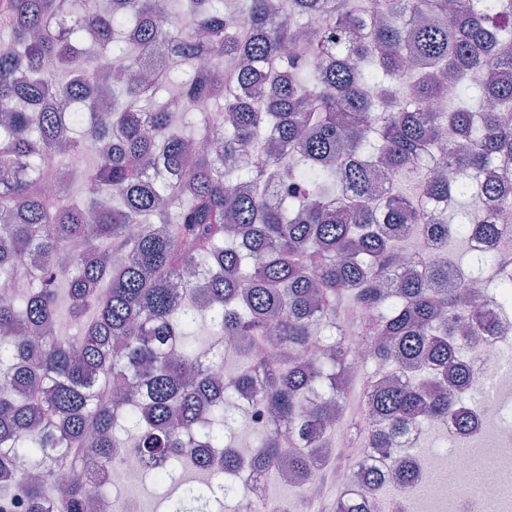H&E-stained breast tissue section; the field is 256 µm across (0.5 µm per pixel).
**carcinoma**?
Segmentation results:
<instances>
[{"label": "carcinoma", "instance_id": "carcinoma-1", "mask_svg": "<svg viewBox=\"0 0 512 512\" xmlns=\"http://www.w3.org/2000/svg\"><path fill=\"white\" fill-rule=\"evenodd\" d=\"M76 2L0 0V282L12 292L0 301V498L89 512L80 479L54 505L47 495L90 441L96 468L130 444L161 464L163 486L193 455L279 487L288 448V470L318 471L320 494L327 471L300 443L329 441L360 308L374 316L354 338L405 383L367 379L361 407L379 425L345 419L349 441L391 448L417 421L465 425L448 368L498 324L462 295L492 290L507 306L512 289V249L480 215L485 199L512 212V0H241L245 32L226 0H189L183 26L167 22L169 0H112L105 14L88 0L83 25L58 27ZM88 32L128 81L100 77ZM395 80L407 91L390 93ZM464 97L473 105L427 109ZM214 142L241 162L224 167ZM77 155L94 164L74 169ZM450 162L452 185L432 172ZM50 166L60 192L35 179ZM448 199L472 209L452 223L434 208ZM414 230L439 253L489 247L465 269L428 258L400 275ZM259 381L285 431L245 412L255 452L243 458L230 409ZM391 462L395 483L417 481L408 457ZM170 507L211 512L208 484L184 482ZM335 512L372 504L349 494Z\"/></svg>", "mask_w": 512, "mask_h": 512}]
</instances>
